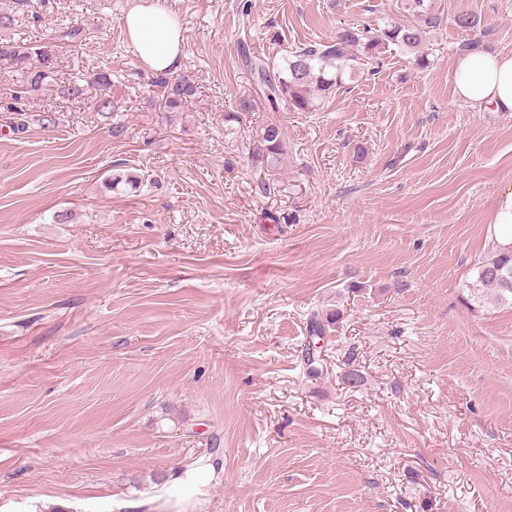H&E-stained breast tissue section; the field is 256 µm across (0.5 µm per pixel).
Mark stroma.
I'll return each instance as SVG.
<instances>
[{"instance_id":"stroma-1","label":"stroma","mask_w":512,"mask_h":512,"mask_svg":"<svg viewBox=\"0 0 512 512\" xmlns=\"http://www.w3.org/2000/svg\"><path fill=\"white\" fill-rule=\"evenodd\" d=\"M140 2L0 0V42L53 50L35 89L0 59V512H512V307L465 289L512 112L451 81L463 42L512 53V0H432L429 68L392 48L314 112L271 111L239 43L278 64L411 0H158L196 88L176 112L125 35ZM102 71L117 111L61 94ZM118 168L140 187L106 189ZM255 151L267 168L276 169L286 153L285 132L276 122H267L256 131Z\"/></svg>"}]
</instances>
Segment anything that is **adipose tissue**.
Instances as JSON below:
<instances>
[{
	"label": "adipose tissue",
	"mask_w": 512,
	"mask_h": 512,
	"mask_svg": "<svg viewBox=\"0 0 512 512\" xmlns=\"http://www.w3.org/2000/svg\"><path fill=\"white\" fill-rule=\"evenodd\" d=\"M127 38L140 62L161 73L175 70L185 37L172 15L150 5L131 9L125 19ZM458 100L476 107L512 112V56L482 51L460 55L453 70Z\"/></svg>",
	"instance_id": "obj_1"
}]
</instances>
